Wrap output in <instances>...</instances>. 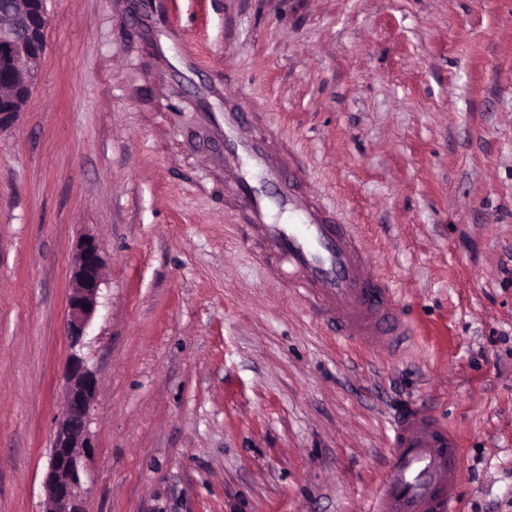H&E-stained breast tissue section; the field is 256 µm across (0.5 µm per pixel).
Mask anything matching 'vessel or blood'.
I'll list each match as a JSON object with an SVG mask.
<instances>
[{
  "mask_svg": "<svg viewBox=\"0 0 512 512\" xmlns=\"http://www.w3.org/2000/svg\"><path fill=\"white\" fill-rule=\"evenodd\" d=\"M148 41L194 59L176 41L159 8ZM215 134L224 139V203L236 214L239 242L260 263H277L286 288L336 327L340 341L362 349L397 351L411 326L400 311L394 281L374 272L373 259L353 225L321 196L300 191L307 173L292 146L269 149L272 133L245 121L243 107L224 111ZM279 210L287 223H271ZM392 466L367 500V512H458L461 441L440 419L402 410L391 428Z\"/></svg>",
  "mask_w": 512,
  "mask_h": 512,
  "instance_id": "vessel-or-blood-1",
  "label": "vessel or blood"
}]
</instances>
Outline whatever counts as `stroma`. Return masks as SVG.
Masks as SVG:
<instances>
[{
    "instance_id": "stroma-1",
    "label": "stroma",
    "mask_w": 512,
    "mask_h": 512,
    "mask_svg": "<svg viewBox=\"0 0 512 512\" xmlns=\"http://www.w3.org/2000/svg\"><path fill=\"white\" fill-rule=\"evenodd\" d=\"M0 132V512H45L79 242L105 258L88 512H365L408 404L460 437L462 512H512V0H47ZM258 112L401 290L400 352L343 347L240 249L202 105ZM146 13L152 19V25L148 26L146 34L148 41L155 44L164 43L166 46H169L184 61L185 65L190 68L186 59L190 61L195 60L196 53L188 43L185 41L179 43L172 37L168 29L166 15L158 8L156 0L153 2V7L147 9Z\"/></svg>"
}]
</instances>
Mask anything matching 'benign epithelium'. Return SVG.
Masks as SVG:
<instances>
[{
  "label": "benign epithelium",
  "instance_id": "obj_1",
  "mask_svg": "<svg viewBox=\"0 0 512 512\" xmlns=\"http://www.w3.org/2000/svg\"><path fill=\"white\" fill-rule=\"evenodd\" d=\"M46 0H0V132L11 128L24 111L38 78L48 24ZM104 257L97 241L84 239L78 248L67 297L71 353L67 365L66 404L47 456L43 486L46 512H86L81 495L84 459L96 374L77 353L85 329L98 307Z\"/></svg>",
  "mask_w": 512,
  "mask_h": 512
}]
</instances>
